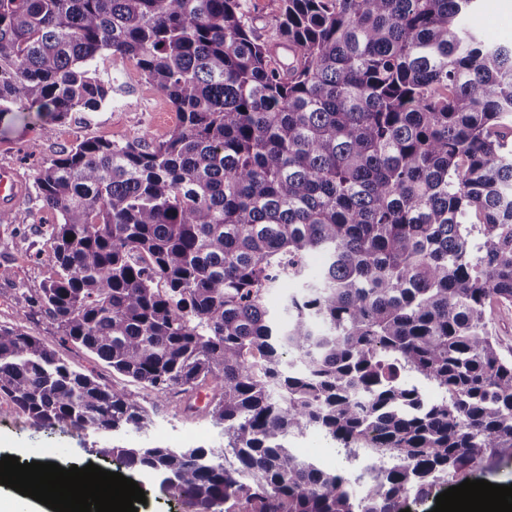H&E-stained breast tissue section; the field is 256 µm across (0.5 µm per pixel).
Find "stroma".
<instances>
[{"mask_svg": "<svg viewBox=\"0 0 512 512\" xmlns=\"http://www.w3.org/2000/svg\"><path fill=\"white\" fill-rule=\"evenodd\" d=\"M463 23L487 42L512 45V10L505 8L503 0H479ZM95 66L101 79L122 83V90L114 92L89 120L68 118L55 124L48 134L34 115L14 113L9 129L0 132V165L18 166L34 179L44 162L55 158L61 148L86 139L120 142L142 133L161 139L176 126L178 115L174 107L155 85L138 77L131 61L105 55L97 58ZM55 221V215L33 198L24 211L12 215L10 223L0 224V265L12 271L10 279L0 280V324L23 326L44 338L72 368L94 374L100 383L125 389L145 400L152 409L149 425L114 436L110 440L114 444H174L182 442L184 432L189 431L193 434L191 446L223 447L220 428L178 413V397H156L142 384L113 372L93 353L60 342L56 323L36 304L44 283L52 275L46 260V229ZM106 442L109 441L100 435L75 427H35L9 399L0 397V457L15 456L23 463L40 461L49 448L61 467L90 463L100 466L104 463L100 450Z\"/></svg>", "mask_w": 512, "mask_h": 512, "instance_id": "stroma-1", "label": "stroma"}]
</instances>
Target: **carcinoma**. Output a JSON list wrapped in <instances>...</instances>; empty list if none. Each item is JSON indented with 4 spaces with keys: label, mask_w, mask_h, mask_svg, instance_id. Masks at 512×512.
Segmentation results:
<instances>
[{
    "label": "carcinoma",
    "mask_w": 512,
    "mask_h": 512,
    "mask_svg": "<svg viewBox=\"0 0 512 512\" xmlns=\"http://www.w3.org/2000/svg\"><path fill=\"white\" fill-rule=\"evenodd\" d=\"M476 3L279 0L263 36L247 0H0V123L98 111L104 52L178 112L161 140H85L37 178L58 220L36 303L61 341L226 439L103 453L196 512H401L512 449L487 319L512 304V45L462 27ZM0 395L39 428L150 422L19 325H0ZM311 430L375 465L299 457ZM301 286V282L297 280L288 279L282 281L277 288H272L267 295L266 301L268 306L275 311H281L288 295L299 291Z\"/></svg>",
    "instance_id": "obj_1"
}]
</instances>
